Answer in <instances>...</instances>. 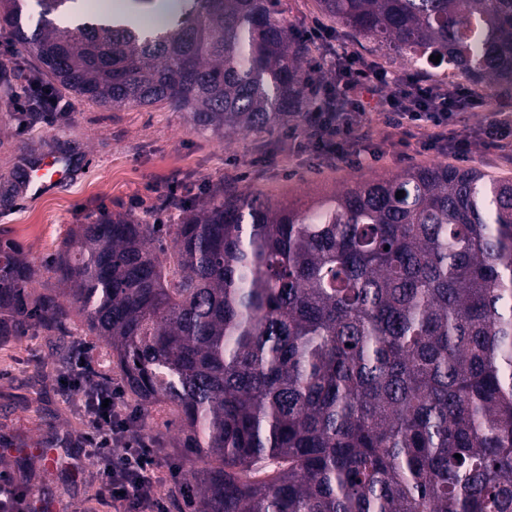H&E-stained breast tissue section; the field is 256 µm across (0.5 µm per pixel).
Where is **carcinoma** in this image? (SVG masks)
Listing matches in <instances>:
<instances>
[{
    "label": "carcinoma",
    "instance_id": "carcinoma-1",
    "mask_svg": "<svg viewBox=\"0 0 512 512\" xmlns=\"http://www.w3.org/2000/svg\"><path fill=\"white\" fill-rule=\"evenodd\" d=\"M76 2L0 0V21L80 99L228 139L318 95L279 0H166L152 29L73 24ZM315 3L387 61L439 55L443 84L512 103V0ZM174 208L104 212L44 265L0 244V336L56 337L63 368L79 330L128 396L173 407L195 512H512V179L410 166L305 208L224 187Z\"/></svg>",
    "mask_w": 512,
    "mask_h": 512
}]
</instances>
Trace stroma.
I'll list each match as a JSON object with an SVG mask.
<instances>
[{"label":"stroma","mask_w":512,"mask_h":512,"mask_svg":"<svg viewBox=\"0 0 512 512\" xmlns=\"http://www.w3.org/2000/svg\"><path fill=\"white\" fill-rule=\"evenodd\" d=\"M11 79L0 84V242H12L28 258L42 262L54 254L67 232L104 211L129 212L149 224H172L177 212L163 208L164 192L178 182L179 193L197 196L228 185L258 193L277 205H307L360 179L388 177L410 165L451 164L512 176V151L459 157L381 141L378 129L366 134L374 154L364 164H326L304 139L288 128L243 133L221 140L191 130L169 107L112 110L74 99V111L54 121L33 120L9 109L7 97L35 70L34 60L18 53ZM48 151L90 159L91 171H76L56 194L27 200L20 175L29 157ZM54 343L42 332L0 341V469L18 483L44 490L69 512H114L97 500L94 478L74 484L70 466L83 460L78 439L85 430L81 397L62 391L52 374ZM147 439L156 440L167 464L185 475L188 452L172 447L178 418L166 406L143 409ZM55 457L43 464L40 449ZM27 457L28 471L17 462Z\"/></svg>","instance_id":"1"}]
</instances>
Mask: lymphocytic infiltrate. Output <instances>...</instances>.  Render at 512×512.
I'll return each mask as SVG.
<instances>
[{"instance_id":"1","label":"lymphocytic infiltrate","mask_w":512,"mask_h":512,"mask_svg":"<svg viewBox=\"0 0 512 512\" xmlns=\"http://www.w3.org/2000/svg\"><path fill=\"white\" fill-rule=\"evenodd\" d=\"M304 36L314 60L309 72L320 92L303 133L325 161L360 159L363 123L374 112L383 114L386 127L405 147L414 143L426 151L445 149L454 155L507 150L512 126L499 121L488 122L477 137L449 136L448 126L458 113L483 106L467 88L438 86L379 68L343 45H331L328 34L318 28ZM35 101L43 111L63 117L73 109L71 101L39 80H26L14 94V105L24 112ZM63 380L67 389L84 398L86 430L79 444L94 468L99 496L111 500L116 512H167L159 489L174 472L159 450L139 436L140 414L127 403L122 386L94 378L83 352L71 358Z\"/></svg>"}]
</instances>
